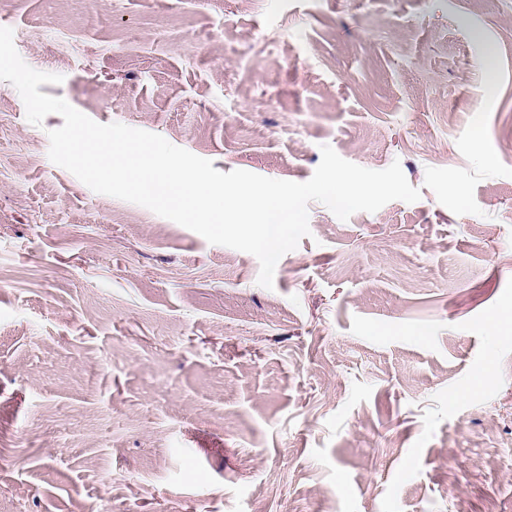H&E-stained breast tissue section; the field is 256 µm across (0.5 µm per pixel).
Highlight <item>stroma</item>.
<instances>
[{
  "label": "stroma",
  "mask_w": 512,
  "mask_h": 512,
  "mask_svg": "<svg viewBox=\"0 0 512 512\" xmlns=\"http://www.w3.org/2000/svg\"><path fill=\"white\" fill-rule=\"evenodd\" d=\"M41 93L417 202L251 254L93 192L0 82V512H512V0H0ZM492 375L479 389L473 376Z\"/></svg>",
  "instance_id": "35a3bbf8"
}]
</instances>
